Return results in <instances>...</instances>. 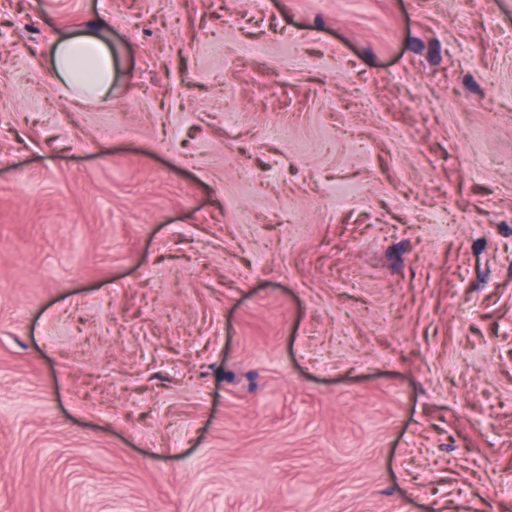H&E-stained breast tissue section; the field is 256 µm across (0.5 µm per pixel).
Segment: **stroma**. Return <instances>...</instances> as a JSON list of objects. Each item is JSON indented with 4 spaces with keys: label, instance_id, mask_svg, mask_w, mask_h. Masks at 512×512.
Instances as JSON below:
<instances>
[{
    "label": "stroma",
    "instance_id": "stroma-1",
    "mask_svg": "<svg viewBox=\"0 0 512 512\" xmlns=\"http://www.w3.org/2000/svg\"><path fill=\"white\" fill-rule=\"evenodd\" d=\"M0 512H512V0H0ZM78 50L83 53L81 63L92 72L90 79L80 74ZM46 55L50 69L73 92L76 100L99 102L108 98L114 59L111 42L105 33L59 35L48 46Z\"/></svg>",
    "mask_w": 512,
    "mask_h": 512
}]
</instances>
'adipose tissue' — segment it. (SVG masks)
Here are the masks:
<instances>
[{"instance_id":"ef3b65f1","label":"adipose tissue","mask_w":512,"mask_h":512,"mask_svg":"<svg viewBox=\"0 0 512 512\" xmlns=\"http://www.w3.org/2000/svg\"><path fill=\"white\" fill-rule=\"evenodd\" d=\"M49 67L78 101H102L112 89L114 59L105 33L66 34L46 50Z\"/></svg>"}]
</instances>
